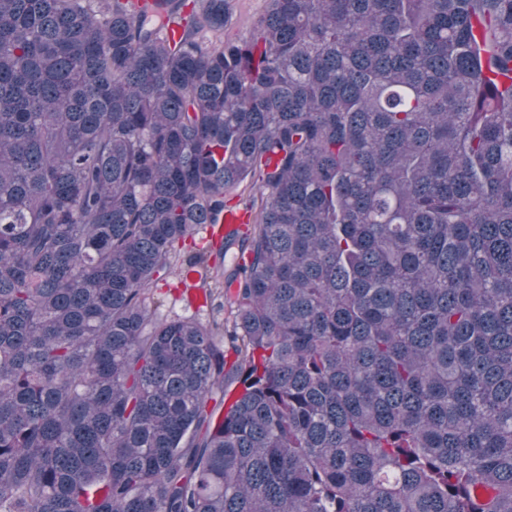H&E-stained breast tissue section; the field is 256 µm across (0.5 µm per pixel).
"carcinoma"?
I'll return each instance as SVG.
<instances>
[{"mask_svg": "<svg viewBox=\"0 0 512 512\" xmlns=\"http://www.w3.org/2000/svg\"><path fill=\"white\" fill-rule=\"evenodd\" d=\"M229 17L0 0V512H512V0ZM231 19L224 26V39L248 38L259 19L265 14L267 0H229ZM249 220V214L242 209L237 210H228L224 212V217L221 220L220 224H224V226H219L218 228L208 227L206 230V237L204 241L209 239L211 236L216 234H228L234 230H238L242 224H245L243 231L241 233L246 232V229L250 227V224H246ZM169 285L160 282L158 290L154 291L155 298L159 304V313L168 317H196L202 320L218 317L224 320V324L231 329L234 321V315L230 308L225 304L224 297L216 296L213 302L204 308L198 307L191 301L188 294V300L182 296L184 287L176 284L173 274L169 277Z\"/></svg>", "mask_w": 512, "mask_h": 512, "instance_id": "obj_1", "label": "carcinoma"}]
</instances>
